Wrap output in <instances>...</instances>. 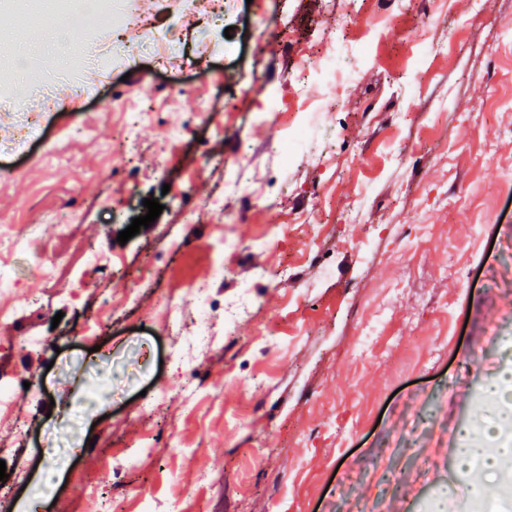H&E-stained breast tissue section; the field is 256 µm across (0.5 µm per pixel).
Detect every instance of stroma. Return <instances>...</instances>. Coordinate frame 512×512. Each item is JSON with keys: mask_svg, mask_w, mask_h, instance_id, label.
Instances as JSON below:
<instances>
[{"mask_svg": "<svg viewBox=\"0 0 512 512\" xmlns=\"http://www.w3.org/2000/svg\"><path fill=\"white\" fill-rule=\"evenodd\" d=\"M209 2L144 0L156 32L179 33L180 67L147 52L89 65L81 111L39 102L57 157L34 141L0 161V218L37 228L30 252L0 241L18 282L0 294V383L16 394L0 413V512L44 478L39 512H417L434 493L457 512L500 504L452 469L462 428L488 415L478 382L512 347V287L489 280L512 236V0H227L217 17ZM358 13L377 39L337 46L339 106L333 84L305 85L304 147L283 165L261 106ZM422 22L420 44L408 33ZM147 198L162 213L119 243ZM216 199L223 214L205 209ZM224 237L236 249L216 278ZM246 281L252 314L182 355L187 284L208 287L219 321ZM90 313L95 335L80 328Z\"/></svg>", "mask_w": 512, "mask_h": 512, "instance_id": "1", "label": "stroma"}]
</instances>
